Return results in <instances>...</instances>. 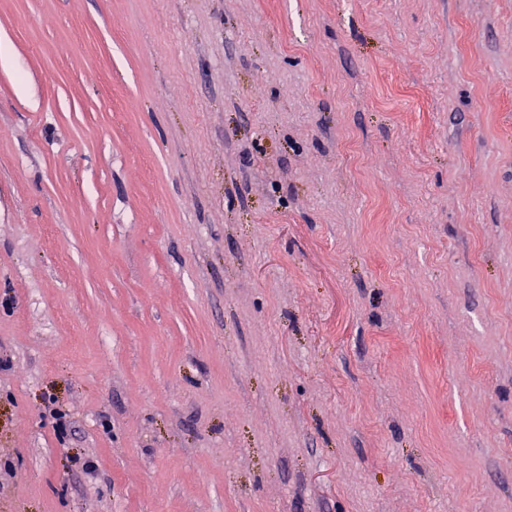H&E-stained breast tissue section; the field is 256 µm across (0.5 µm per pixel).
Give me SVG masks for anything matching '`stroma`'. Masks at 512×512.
Here are the masks:
<instances>
[{
    "label": "stroma",
    "instance_id": "35a3bbf8",
    "mask_svg": "<svg viewBox=\"0 0 512 512\" xmlns=\"http://www.w3.org/2000/svg\"><path fill=\"white\" fill-rule=\"evenodd\" d=\"M0 48V512H512V0H0Z\"/></svg>",
    "mask_w": 512,
    "mask_h": 512
}]
</instances>
